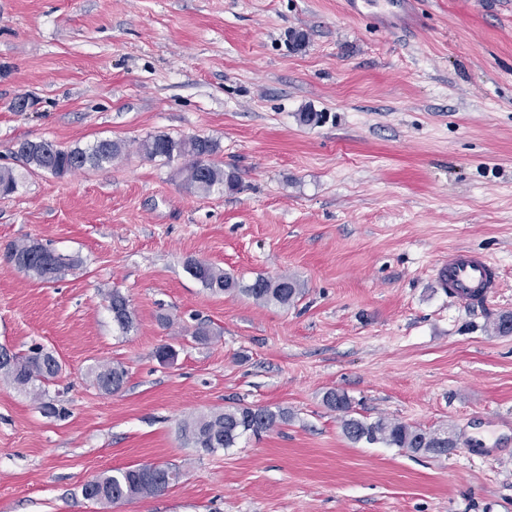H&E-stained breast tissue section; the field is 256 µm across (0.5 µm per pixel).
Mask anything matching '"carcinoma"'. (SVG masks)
Segmentation results:
<instances>
[{
	"instance_id": "obj_1",
	"label": "carcinoma",
	"mask_w": 512,
	"mask_h": 512,
	"mask_svg": "<svg viewBox=\"0 0 512 512\" xmlns=\"http://www.w3.org/2000/svg\"><path fill=\"white\" fill-rule=\"evenodd\" d=\"M216 143L200 136L173 138L155 135L140 145L143 155L154 160L168 162L176 158H189L184 168L185 182L194 191L209 194L215 190L237 187V178L211 161ZM125 144L114 140H100L90 148L61 149L47 141L24 140L18 144L16 155L25 164L57 176L73 173L85 167H101L124 153ZM19 188V181L9 167H0V194L10 195ZM6 260L18 271L41 282L50 283L76 266L72 259L61 256L37 241L12 244L6 252ZM186 271L202 286L215 294L239 293L263 306L288 308L302 296L301 284L296 278L282 275L271 279L257 275L249 282L198 260L189 259ZM109 309L112 322L126 333L133 328L134 319L129 301L119 291L110 295ZM61 370L57 358L36 346L25 353L0 352V376L16 388L40 397L37 384L56 377ZM126 370L120 365H107L97 371L95 384L105 393L120 390L125 383ZM327 408L341 413L344 435L353 443L383 444L413 454L448 453V448L458 447V441L448 442V432L426 430L400 421L379 417L375 420L354 415L349 396L338 390L327 392L323 397ZM292 414L286 408L237 404L222 411L203 414L186 421L181 433L186 444L205 452L232 448L246 436H259L288 423ZM179 470L160 464L117 468L104 472L83 484L85 499L95 502L118 503L136 497H148L164 492L180 479Z\"/></svg>"
}]
</instances>
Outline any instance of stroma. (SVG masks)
Wrapping results in <instances>:
<instances>
[{"instance_id": "1", "label": "stroma", "mask_w": 512, "mask_h": 512, "mask_svg": "<svg viewBox=\"0 0 512 512\" xmlns=\"http://www.w3.org/2000/svg\"><path fill=\"white\" fill-rule=\"evenodd\" d=\"M159 134L216 141L239 190L191 191L186 159L140 152ZM25 139L127 149L57 177L16 159ZM0 167L23 182L0 196V349L62 365L38 401L0 378V512H512V335L488 330L512 312V0H0ZM23 240L80 265L30 278L5 259ZM453 248L497 266L486 306L438 286ZM190 258L304 293L214 294ZM104 364L126 369L119 391L95 386ZM330 390L496 454L352 443ZM238 403L293 417L228 450L185 443L183 421ZM151 463L180 481L81 494ZM109 309L112 312V322L122 333L133 328L134 319L129 301L119 291H112L109 299ZM179 470L160 464L117 468L83 484L81 492L89 501L118 503L164 492L180 479Z\"/></svg>"}]
</instances>
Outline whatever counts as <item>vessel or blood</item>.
<instances>
[{"instance_id":"obj_1","label":"vessel or blood","mask_w":512,"mask_h":512,"mask_svg":"<svg viewBox=\"0 0 512 512\" xmlns=\"http://www.w3.org/2000/svg\"><path fill=\"white\" fill-rule=\"evenodd\" d=\"M440 288L464 303H486L498 286L499 276L480 253L458 248L448 254V261L435 270Z\"/></svg>"}]
</instances>
